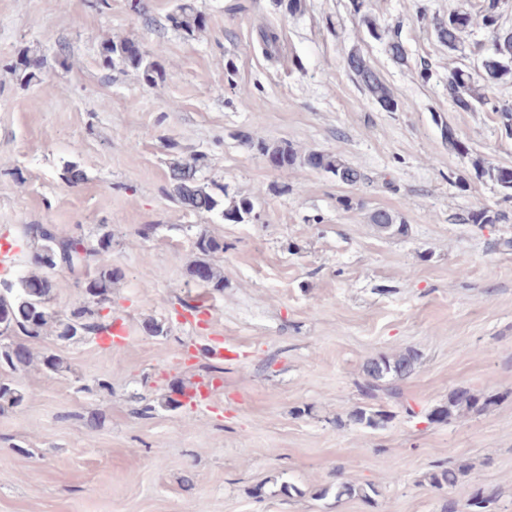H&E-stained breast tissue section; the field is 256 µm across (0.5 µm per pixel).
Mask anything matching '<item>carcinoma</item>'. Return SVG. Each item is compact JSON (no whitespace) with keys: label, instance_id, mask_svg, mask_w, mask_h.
<instances>
[{"label":"carcinoma","instance_id":"cac0c4a2","mask_svg":"<svg viewBox=\"0 0 512 512\" xmlns=\"http://www.w3.org/2000/svg\"><path fill=\"white\" fill-rule=\"evenodd\" d=\"M484 22L494 34V47L491 54L481 61V80L486 83L498 82L512 76V30H504L498 25L499 0H483ZM202 13L191 0H179L175 11L169 16L171 26L192 34L201 30ZM471 23V16L466 11H455L448 18L433 19V34L437 41L456 51L461 43L462 35ZM387 51L396 61L405 58V49L398 31L393 29L387 42ZM134 70L144 83L154 85L161 77L160 64L149 59L132 39L110 41L104 47L103 63L111 65L114 61ZM344 66L363 86L372 101L383 109L392 112L396 102L377 71L365 56L356 48L351 49L344 58ZM448 95L458 108L463 111L477 106L486 107L498 114L503 125L512 131V102L491 98L485 89L474 78L473 74L464 69L448 72ZM244 144L257 149L274 169H287L297 164L314 170L325 171L337 181L354 185L361 180L358 170L349 166L340 156L321 152H310L299 156L286 141L269 145L254 143L246 135H241ZM206 154L198 152L189 158L176 157L169 165L168 195L178 205L195 213H211L222 209L224 221L241 224L260 219L259 197L241 195L222 205L221 195L225 194L224 186L214 182H206L200 172ZM475 174L486 177L506 191L505 197L512 198V168L495 166L482 158L473 160ZM371 223L381 231L391 235L407 233V224L399 221L391 213L376 210L370 215ZM26 237L36 246L34 264L40 272L32 273L12 282L3 281L0 289V328L5 326L9 334L0 332V341L8 344L0 345V409L4 406L17 407L25 399L19 387L16 375L33 361L28 348L13 341L21 334L27 338H37L47 329H52L56 337L63 343H78L98 335L108 329L104 324L101 311L106 302L110 301L112 284L122 277V272L112 267V230L106 225L98 229L95 240L88 244L84 239L74 236H61L49 224H27L23 226ZM196 251L202 258L190 267L189 276L197 285L214 292L224 290V274L214 268L206 256L224 250V242L216 238L200 235L194 242ZM94 270L84 282V297L76 302L66 313L55 311L50 305L53 292L54 274L58 270ZM419 356L412 350L395 355L379 354L368 360L365 366V380L360 390L370 404L359 407L348 415L350 423L364 429L377 430L384 428L390 420V414L382 407L372 404L383 390L381 383L386 380H399L411 375L418 363ZM42 365L50 372L61 373L71 371V367L57 354L45 353ZM391 398L399 397L394 387L384 389ZM490 400H480L467 389H458L448 397V404L433 410L430 418L440 422L450 421L459 410L474 409L480 405L487 406ZM458 480V473L452 468H440L429 474L432 487L442 490L453 486ZM377 494L373 487H360L350 483L336 486V499L358 497L367 502ZM498 494L494 490L479 488L470 498L469 507L474 512H495Z\"/></svg>","mask_w":512,"mask_h":512}]
</instances>
